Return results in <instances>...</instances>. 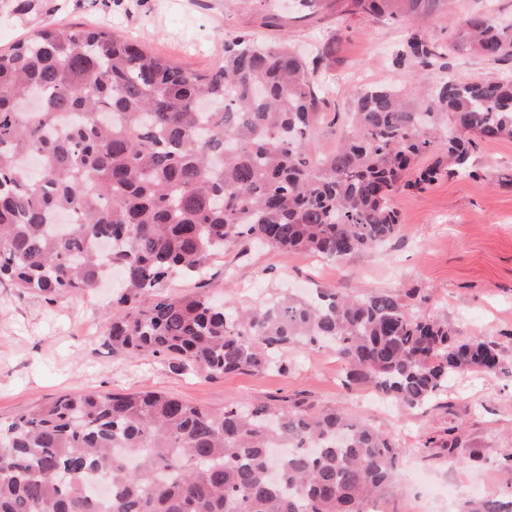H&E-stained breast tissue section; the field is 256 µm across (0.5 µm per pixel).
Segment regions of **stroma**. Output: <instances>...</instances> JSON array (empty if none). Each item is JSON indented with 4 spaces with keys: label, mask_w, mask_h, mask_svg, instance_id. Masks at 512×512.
<instances>
[{
    "label": "stroma",
    "mask_w": 512,
    "mask_h": 512,
    "mask_svg": "<svg viewBox=\"0 0 512 512\" xmlns=\"http://www.w3.org/2000/svg\"><path fill=\"white\" fill-rule=\"evenodd\" d=\"M281 18L288 37L308 51L331 43L324 119L313 146L333 150L357 91L372 85L404 86L412 69L394 64L404 40L402 24L340 16L335 9L305 15L289 0H254L241 10L231 0H0V49L43 27L82 23L112 29L166 55L186 69H208L224 53L225 36L268 35L267 15ZM512 75V61L489 63L449 52L422 81L430 87L456 74ZM473 176L449 174L422 192L398 196L402 231L381 250L336 262L272 248L225 247L201 277L174 278L171 294L205 291L247 308L294 288L373 290L424 298L421 314L451 323L459 336L500 338L512 330V141L484 142L475 151ZM108 288L48 301L0 285V422L65 393L164 392L212 410L249 401L297 402L341 409L389 433L408 467L375 502L379 512H459L486 493L512 500V473L500 470L512 452V342L502 340L503 369L458 376L430 406L407 409L379 400L370 389L346 386L345 364L328 348L297 349L284 373L231 374L213 379L176 368L169 357L113 354L102 339ZM462 428L454 456L424 450ZM480 455L470 465V455Z\"/></svg>",
    "instance_id": "stroma-1"
}]
</instances>
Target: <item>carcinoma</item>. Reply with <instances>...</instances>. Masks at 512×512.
Segmentation results:
<instances>
[{"instance_id": "obj_1", "label": "carcinoma", "mask_w": 512, "mask_h": 512, "mask_svg": "<svg viewBox=\"0 0 512 512\" xmlns=\"http://www.w3.org/2000/svg\"><path fill=\"white\" fill-rule=\"evenodd\" d=\"M446 3L336 0V12L415 22L395 61L423 72L448 52L423 29ZM453 23V50L512 60V24L492 11ZM329 55L285 32H240L198 72L83 24L0 52V281L52 300L116 272L102 331L112 352L171 356L207 377L284 373L288 352L328 346L350 384L415 409L459 375L502 368L500 342L460 340L412 309L413 291L318 288L247 310L164 294L231 243L334 261L383 246L401 232L397 194L469 171L482 141L512 140V77L450 76L426 98L357 92L336 149L319 154ZM61 213L74 218L63 235ZM400 467L389 434L334 409L65 394L0 424V512H363Z\"/></svg>"}]
</instances>
